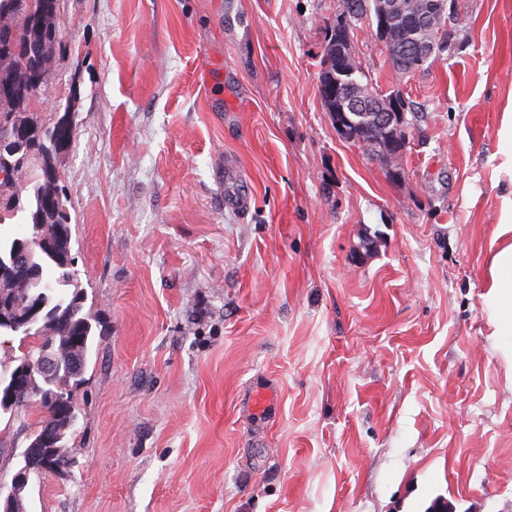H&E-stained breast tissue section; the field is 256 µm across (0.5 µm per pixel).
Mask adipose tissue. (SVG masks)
I'll return each mask as SVG.
<instances>
[{
  "mask_svg": "<svg viewBox=\"0 0 512 512\" xmlns=\"http://www.w3.org/2000/svg\"><path fill=\"white\" fill-rule=\"evenodd\" d=\"M496 236L502 244L490 259L486 299L495 335L512 336V199L503 207Z\"/></svg>",
  "mask_w": 512,
  "mask_h": 512,
  "instance_id": "adipose-tissue-1",
  "label": "adipose tissue"
}]
</instances>
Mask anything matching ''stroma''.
Listing matches in <instances>:
<instances>
[{
  "label": "stroma",
  "instance_id": "1",
  "mask_svg": "<svg viewBox=\"0 0 512 512\" xmlns=\"http://www.w3.org/2000/svg\"><path fill=\"white\" fill-rule=\"evenodd\" d=\"M339 10L60 0L31 108L72 111L56 169L94 347L69 463L25 512H512V337L484 297L512 0H455L403 76L354 28L371 90L411 105L396 178L322 105ZM41 417L0 414V487Z\"/></svg>",
  "mask_w": 512,
  "mask_h": 512
}]
</instances>
